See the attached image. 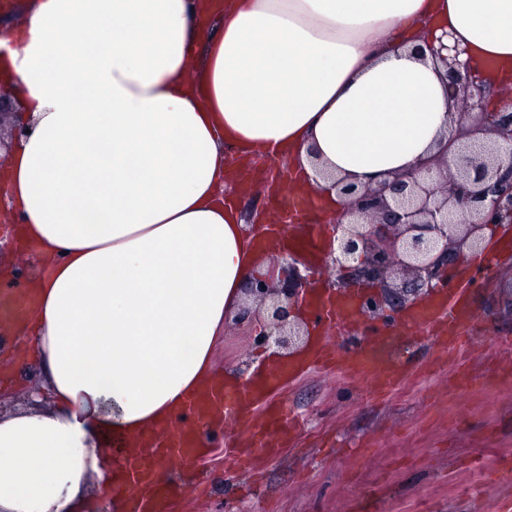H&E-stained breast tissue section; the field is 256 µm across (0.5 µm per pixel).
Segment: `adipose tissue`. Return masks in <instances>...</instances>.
Segmentation results:
<instances>
[{
  "label": "adipose tissue",
  "mask_w": 512,
  "mask_h": 512,
  "mask_svg": "<svg viewBox=\"0 0 512 512\" xmlns=\"http://www.w3.org/2000/svg\"><path fill=\"white\" fill-rule=\"evenodd\" d=\"M512 86V0H25L0 88L27 129L0 152L35 249L11 358L44 375L0 413V512H111L141 437L218 380L224 320L263 261L229 148L286 155L326 218L450 135L436 39Z\"/></svg>",
  "instance_id": "1"
}]
</instances>
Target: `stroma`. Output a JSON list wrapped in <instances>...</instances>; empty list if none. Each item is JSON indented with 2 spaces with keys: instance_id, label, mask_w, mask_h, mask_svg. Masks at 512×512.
<instances>
[{
  "instance_id": "obj_1",
  "label": "stroma",
  "mask_w": 512,
  "mask_h": 512,
  "mask_svg": "<svg viewBox=\"0 0 512 512\" xmlns=\"http://www.w3.org/2000/svg\"><path fill=\"white\" fill-rule=\"evenodd\" d=\"M234 189L247 212H282L291 199L289 190L253 180H235ZM502 232L495 227L484 239L486 259L458 260L444 271L448 284L471 283L466 299L480 346L442 350L399 314L380 333L408 372L403 383L373 395L368 378L331 370L286 380L276 398L299 414L301 426L280 435L279 453L236 474L225 465L224 442L248 440L265 415L214 432L207 456L162 466L165 478L198 485L169 512H499L512 496V384L480 380L512 373V348L489 346L512 337V247L499 253L494 242ZM214 359L245 382L257 359L249 330L226 323Z\"/></svg>"
}]
</instances>
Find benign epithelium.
I'll return each instance as SVG.
<instances>
[{
	"label": "benign epithelium",
	"mask_w": 512,
	"mask_h": 512,
	"mask_svg": "<svg viewBox=\"0 0 512 512\" xmlns=\"http://www.w3.org/2000/svg\"><path fill=\"white\" fill-rule=\"evenodd\" d=\"M439 50L447 51L438 57L447 68L448 101L457 114L449 145L432 161L375 186L341 187L349 221L337 223L341 235L323 264L376 284L377 291L356 297L367 319L389 320L406 302L444 288L439 272L452 256L451 246L477 250L483 227L512 223V112H487L486 85L460 61L461 51L443 43ZM280 258L246 289L257 307L241 306L233 321L253 328L265 307L267 321L254 328V341L289 352L305 340L291 313L317 271L298 253Z\"/></svg>",
	"instance_id": "benign-epithelium-1"
}]
</instances>
